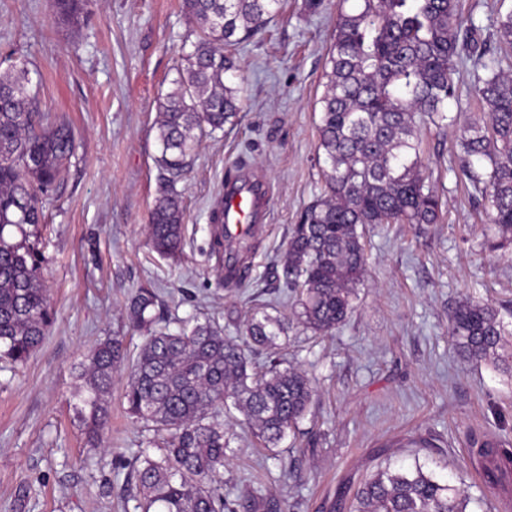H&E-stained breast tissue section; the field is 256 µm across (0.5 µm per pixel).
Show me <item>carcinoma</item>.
Instances as JSON below:
<instances>
[{
  "mask_svg": "<svg viewBox=\"0 0 512 512\" xmlns=\"http://www.w3.org/2000/svg\"><path fill=\"white\" fill-rule=\"evenodd\" d=\"M340 9L320 98L318 149L324 192L295 225L284 257L286 285L299 323L326 336L354 308L366 267L365 224H434L442 202L428 183L420 153V123L447 125L459 66L472 62L483 115L460 129V170L485 195L496 245H512V11L498 15L499 48L479 42L481 28L462 26L458 0H353ZM91 0H57L61 16L77 19ZM280 0H183L199 29L193 49L175 68L159 102L158 167L167 185L147 225L161 256L182 245L183 208L175 182L208 134L234 124L238 88L226 84L234 64L224 47L239 44L278 11ZM25 68L0 72V360L25 362L51 324L39 257L28 238L41 223L39 197L60 178L75 151L69 127L43 123L28 92ZM248 241L228 253L241 277ZM156 294L142 289L126 314L143 332L128 360L124 337L100 342L88 357L78 398L88 438L109 417L114 373L129 364L128 413L161 435L156 453L139 452L132 467L135 512H280L275 500H229L214 477L230 447L224 419L237 411L267 451L296 430L316 389L302 370L284 365L279 344L288 320L276 306L254 303L239 335L206 320L175 332L156 328ZM451 337L466 359L512 372V329L492 306L466 301L451 316ZM265 354L261 369L251 355ZM478 452L487 484L512 479V443L483 439ZM470 497L423 471L389 465L364 481L352 512H469Z\"/></svg>",
  "mask_w": 512,
  "mask_h": 512,
  "instance_id": "1",
  "label": "carcinoma"
}]
</instances>
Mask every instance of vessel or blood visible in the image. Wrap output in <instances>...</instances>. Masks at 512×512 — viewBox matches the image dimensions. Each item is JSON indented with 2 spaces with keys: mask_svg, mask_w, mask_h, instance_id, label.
Listing matches in <instances>:
<instances>
[{
  "mask_svg": "<svg viewBox=\"0 0 512 512\" xmlns=\"http://www.w3.org/2000/svg\"><path fill=\"white\" fill-rule=\"evenodd\" d=\"M268 189L248 174L225 180L219 197L224 230L230 240L249 236L266 213Z\"/></svg>",
  "mask_w": 512,
  "mask_h": 512,
  "instance_id": "obj_1",
  "label": "vessel or blood"
}]
</instances>
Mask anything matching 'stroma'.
<instances>
[{"label": "stroma", "mask_w": 512, "mask_h": 512, "mask_svg": "<svg viewBox=\"0 0 512 512\" xmlns=\"http://www.w3.org/2000/svg\"><path fill=\"white\" fill-rule=\"evenodd\" d=\"M338 9L339 0L314 12L306 0H282L265 29L233 49L236 123L203 139L178 179L185 244L164 258L146 224L161 186L158 100L198 36L182 0H93L76 24L55 0H0V72L25 63L39 111L68 124L76 141L30 239L50 333L25 363L0 368V512H131L127 472L112 461L132 459L153 434L125 412L126 377L114 379L102 448L88 444L75 394L97 342L121 336L138 351L142 334L125 302L141 288L155 291L160 322L172 327L208 318L235 335L248 296L290 318L282 353L318 392L276 458L263 460L250 432L230 424L219 478L230 499L334 512L337 498H352L379 468L419 464L468 494L472 512H504L473 441H512V377L465 360L450 339V316L466 300L492 305L512 328V250L491 248L485 203L456 174L459 125L481 112L468 71L448 106L457 126L421 130V157L444 202L440 222L366 226V272L346 322L319 336L293 318L283 260L292 225L324 189L318 101ZM239 169L269 187L241 289L219 283L209 248L211 209L225 175Z\"/></svg>", "instance_id": "stroma-1"}]
</instances>
